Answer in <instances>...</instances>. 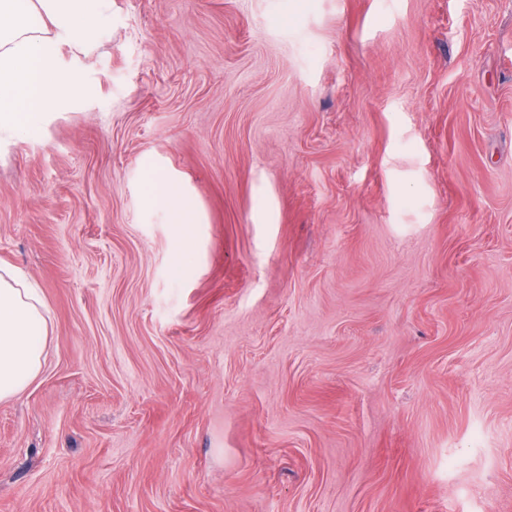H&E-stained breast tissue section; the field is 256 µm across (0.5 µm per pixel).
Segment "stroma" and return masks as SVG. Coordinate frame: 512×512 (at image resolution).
Returning a JSON list of instances; mask_svg holds the SVG:
<instances>
[{
    "label": "stroma",
    "mask_w": 512,
    "mask_h": 512,
    "mask_svg": "<svg viewBox=\"0 0 512 512\" xmlns=\"http://www.w3.org/2000/svg\"><path fill=\"white\" fill-rule=\"evenodd\" d=\"M62 56L88 105L0 143L51 328L0 512H512V0H111ZM149 174L150 186L146 192L148 205L161 209L165 215L166 223L178 224L183 228L181 246L184 249V242L188 236L186 224L202 223L201 214L178 179L166 174L154 172H149Z\"/></svg>",
    "instance_id": "obj_1"
}]
</instances>
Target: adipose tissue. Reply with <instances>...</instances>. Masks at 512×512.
<instances>
[{"label":"adipose tissue","mask_w":512,"mask_h":512,"mask_svg":"<svg viewBox=\"0 0 512 512\" xmlns=\"http://www.w3.org/2000/svg\"><path fill=\"white\" fill-rule=\"evenodd\" d=\"M110 0H0V141L39 135L57 112L75 107L65 44L82 46L104 18ZM40 24H33V17ZM149 206L167 223H201L182 183L154 173ZM49 338L41 290L14 268L0 264V401L19 396L40 375Z\"/></svg>","instance_id":"1"}]
</instances>
